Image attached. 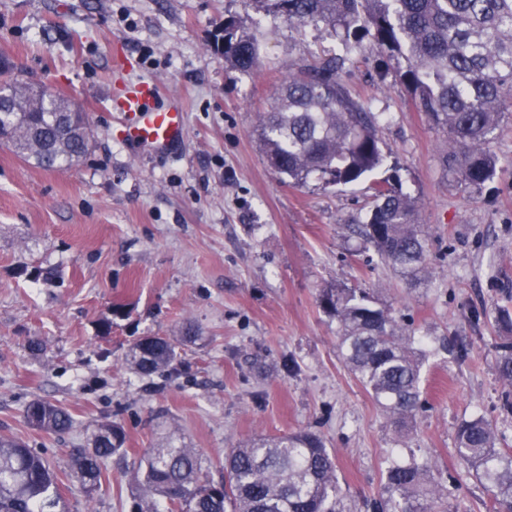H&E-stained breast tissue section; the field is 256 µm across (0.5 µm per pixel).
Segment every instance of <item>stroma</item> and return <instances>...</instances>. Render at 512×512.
<instances>
[{
  "mask_svg": "<svg viewBox=\"0 0 512 512\" xmlns=\"http://www.w3.org/2000/svg\"><path fill=\"white\" fill-rule=\"evenodd\" d=\"M231 15L263 33L260 69L225 65ZM340 51L327 29L243 0H0V61L63 92L94 131L84 158L54 169L0 146V434L42 450L68 512H131L127 475L166 438L198 448L216 477L239 441L308 430L335 453L349 500L377 496L392 454L413 453L458 482L450 512H491L455 433L482 416L512 448L496 372L499 339L512 336L496 320L512 309V109L492 145L495 176L472 188L443 160L447 133L394 75L370 58L348 76L352 95L385 115L377 175L414 200L426 234L427 263L407 280L349 230L372 207L366 183L290 185L257 138L282 76ZM137 81L181 101L173 152L118 139L112 101ZM324 288L366 291L423 342L426 408L409 436L342 364L337 322L317 304ZM187 330L197 341L165 386L129 370L140 337ZM34 398L65 407L73 429H31ZM103 420L123 425L128 454L106 461L91 497L70 479L67 450Z\"/></svg>",
  "mask_w": 512,
  "mask_h": 512,
  "instance_id": "35a3bbf8",
  "label": "stroma"
}]
</instances>
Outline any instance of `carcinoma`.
<instances>
[{
  "label": "carcinoma",
  "instance_id": "cac0c4a2",
  "mask_svg": "<svg viewBox=\"0 0 512 512\" xmlns=\"http://www.w3.org/2000/svg\"><path fill=\"white\" fill-rule=\"evenodd\" d=\"M257 14L303 28L323 24L344 46L378 47L381 62L408 88L428 118L448 128L446 163L468 186L496 172L488 149L512 103V0H246ZM262 35L241 18L224 19V62L239 71L261 63ZM346 58L329 56L288 73L263 113L260 144L269 166L292 185L315 179L323 187L354 185L380 168L385 155L374 112L352 97ZM92 130L85 113L61 94L35 95L30 84L0 82V145L43 168L84 157ZM373 208L361 233L384 264L414 278L428 258L425 233L415 223V202L390 179L369 186ZM318 304L336 317L338 350L346 369L399 432L424 410L420 374L424 351L414 332L364 291L324 288ZM195 336H144L127 363L142 378L170 376L178 348ZM500 408L512 414V338L499 349ZM34 429L57 434L73 428L63 407L39 398L24 410ZM126 434L103 421L70 450L71 474L92 496L105 460L125 453ZM492 424L482 417L457 429V454L491 492L493 512L512 505V453L496 448ZM136 512H352L322 438L311 431L251 437L224 456V478L204 472L197 449L170 439L148 450L130 471ZM372 512H448V488L429 461L393 462ZM0 512H66L59 478L26 442L0 435Z\"/></svg>",
  "mask_w": 512,
  "mask_h": 512
}]
</instances>
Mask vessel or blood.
<instances>
[{
  "label": "vessel or blood",
  "instance_id": "obj_1",
  "mask_svg": "<svg viewBox=\"0 0 512 512\" xmlns=\"http://www.w3.org/2000/svg\"><path fill=\"white\" fill-rule=\"evenodd\" d=\"M123 116L120 134L124 140L152 151L174 148L183 139L184 112L179 103H160L152 87L128 88L112 102Z\"/></svg>",
  "mask_w": 512,
  "mask_h": 512
}]
</instances>
